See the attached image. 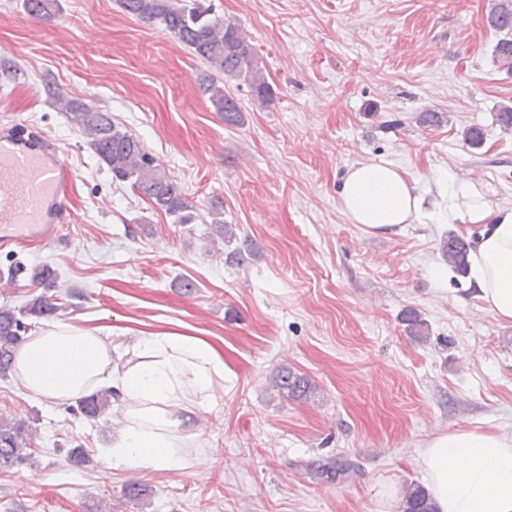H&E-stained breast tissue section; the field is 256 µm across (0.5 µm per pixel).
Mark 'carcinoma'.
Wrapping results in <instances>:
<instances>
[{
	"instance_id": "obj_1",
	"label": "carcinoma",
	"mask_w": 512,
	"mask_h": 512,
	"mask_svg": "<svg viewBox=\"0 0 512 512\" xmlns=\"http://www.w3.org/2000/svg\"><path fill=\"white\" fill-rule=\"evenodd\" d=\"M121 9L139 22L162 28L191 55L207 66L200 78V89L214 111L224 116V123L238 125L243 113L226 83L236 81L249 85L262 100L273 96V89L263 71L262 60L254 45L234 19L210 16L188 0H119ZM24 12L42 23L50 22L60 13L59 0H22ZM486 22L501 35L494 46V59L501 67L512 71V0H494ZM58 108L67 114L86 143L112 174V181L128 185L153 209L161 211L179 224H191L199 217L196 206L183 195L178 184L166 173L157 159L149 154L134 134L122 130L107 112L96 110L77 99H56ZM448 264L459 275L468 271L470 245L462 237L451 234L441 242ZM62 303L52 295L42 293L23 307L0 306V376L13 369L16 349L32 328V320L53 319L59 315ZM401 322L406 333L418 342L427 339L428 324L420 311L409 307ZM272 386L278 393L293 401L307 402L317 386L312 380L288 366L273 373ZM115 393L99 390L79 401L77 410L93 420L111 406ZM36 429L26 420L0 413V469L10 468L32 455ZM312 476L322 483L334 484L356 472V465L344 455L321 458L309 465ZM122 496L126 503L143 506L149 491L133 481L125 485ZM400 512H435L426 488L409 483L400 502Z\"/></svg>"
}]
</instances>
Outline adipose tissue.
I'll return each instance as SVG.
<instances>
[{
	"label": "adipose tissue",
	"mask_w": 512,
	"mask_h": 512,
	"mask_svg": "<svg viewBox=\"0 0 512 512\" xmlns=\"http://www.w3.org/2000/svg\"><path fill=\"white\" fill-rule=\"evenodd\" d=\"M421 201L414 186L387 161L351 166L340 207L352 223L386 234L417 222ZM448 218L464 224L473 241L469 276L484 309L512 322V206L495 205L486 189L452 196ZM24 388L66 402L102 385L130 403L108 457L113 464L163 469L191 467L178 453L195 410L211 406L224 382V363L205 340L148 336L139 359L125 370L112 364L105 337L59 324L28 336L15 355ZM423 478L436 512H512V436L494 430L457 429L434 434L422 451Z\"/></svg>",
	"instance_id": "obj_1"
}]
</instances>
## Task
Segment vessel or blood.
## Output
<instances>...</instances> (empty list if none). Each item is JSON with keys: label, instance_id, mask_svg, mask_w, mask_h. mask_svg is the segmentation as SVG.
Segmentation results:
<instances>
[{"label": "vessel or blood", "instance_id": "vessel-or-blood-1", "mask_svg": "<svg viewBox=\"0 0 512 512\" xmlns=\"http://www.w3.org/2000/svg\"><path fill=\"white\" fill-rule=\"evenodd\" d=\"M72 181L63 157L40 131L0 127V251L58 242Z\"/></svg>", "mask_w": 512, "mask_h": 512}]
</instances>
